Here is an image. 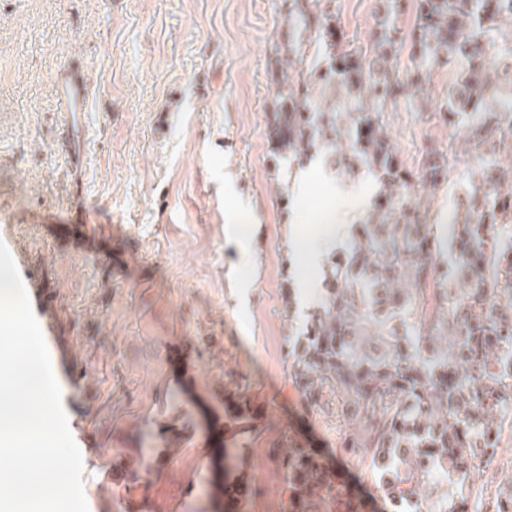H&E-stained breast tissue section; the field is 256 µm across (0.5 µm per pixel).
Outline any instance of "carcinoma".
I'll return each mask as SVG.
<instances>
[{"label": "carcinoma", "mask_w": 512, "mask_h": 512, "mask_svg": "<svg viewBox=\"0 0 512 512\" xmlns=\"http://www.w3.org/2000/svg\"><path fill=\"white\" fill-rule=\"evenodd\" d=\"M286 22L315 32L288 45L280 100L269 114L274 151L288 162L323 153L329 168L352 176L361 169L379 183L377 204L356 226L351 246L325 272L321 301L302 334L289 344L291 378L310 407L330 392L342 420L339 448L360 459L379 490L400 504L448 503L447 512H501L512 501V471L496 493L474 465L461 484L431 474L459 470L471 449L499 455L503 408L512 404V375L501 351L512 348V166L503 168L495 145L512 114V82L496 63L512 68V54L494 52L500 21L512 18V0H418L413 30L420 65L404 80L388 66L400 42L398 0H382L371 61L337 31L332 0H287ZM314 45L326 70L308 58ZM455 66L448 85V124L469 122L468 152L479 160L477 181L457 200L451 259L441 287L435 256L442 239L423 223L409 193L406 169L382 121V108L405 88L425 90L430 68ZM338 91L323 105L309 99L303 73ZM449 159L431 147L421 179L433 189L448 180ZM507 302H502V296ZM235 419L253 417L246 396L233 401ZM286 474L287 512H311L317 501L338 512H366L362 499L340 487L336 472L303 444L279 455ZM247 483L228 476L226 512H243Z\"/></svg>", "instance_id": "carcinoma-1"}]
</instances>
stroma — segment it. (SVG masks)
I'll use <instances>...</instances> for the list:
<instances>
[{
  "mask_svg": "<svg viewBox=\"0 0 512 512\" xmlns=\"http://www.w3.org/2000/svg\"><path fill=\"white\" fill-rule=\"evenodd\" d=\"M333 8L369 46L377 0ZM285 12L284 0H0V242L59 341L50 356L70 376L62 403L89 512H224L228 448L245 512H285L275 452L292 438L370 512H391L339 450L335 400L306 407L286 360L304 325L285 316L287 286L310 283L313 304L324 288L305 238L334 212L363 223L378 185L318 158L300 189L277 188L266 120ZM65 67L89 81L85 111L60 110ZM447 93L438 66L427 98L409 89L382 112L443 238L474 167L465 127L440 112ZM433 145L451 157L435 193L419 180ZM233 212L252 229L244 265L224 236ZM238 394L258 409L245 430L225 406Z\"/></svg>",
  "mask_w": 512,
  "mask_h": 512,
  "instance_id": "obj_1",
  "label": "stroma"
}]
</instances>
